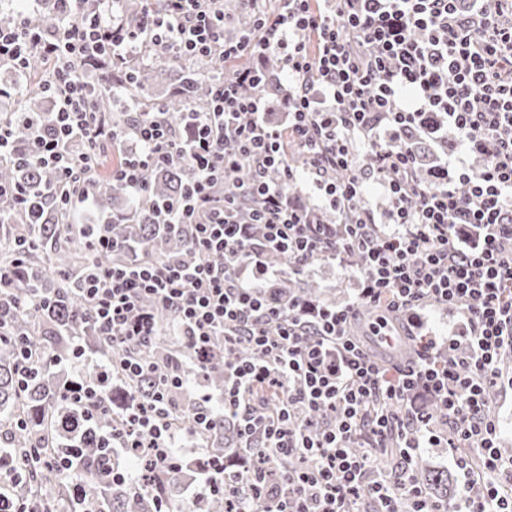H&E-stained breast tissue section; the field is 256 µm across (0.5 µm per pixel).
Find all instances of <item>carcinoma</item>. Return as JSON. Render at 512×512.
I'll list each match as a JSON object with an SVG mask.
<instances>
[{
    "mask_svg": "<svg viewBox=\"0 0 512 512\" xmlns=\"http://www.w3.org/2000/svg\"><path fill=\"white\" fill-rule=\"evenodd\" d=\"M65 22V15L58 6L46 0L45 7L29 16L34 28L51 31ZM157 59L167 64L174 74L173 91L159 96L157 71L152 65H138L131 74L112 73L107 63L98 60L92 65H78L79 73L93 72L107 86L124 89L141 110L161 105L170 115L183 112H204L208 109L210 78L200 74L189 61H174L159 55ZM22 183L35 193L51 181V175L32 166L9 164L0 167V181ZM145 183L149 201L162 207L176 201L187 184V172L180 164L163 165L148 170ZM96 202L109 234L124 244V250L115 254L92 252L87 248L91 235L79 234L72 225L60 222V211L52 209L47 221L41 224H0L5 240L12 242V249L0 251V261L18 260L23 265L21 280L5 287L3 295L11 299L24 298L37 289L49 305L27 315L13 318L11 333L28 336L42 356V368L28 379L27 389L18 385L19 347L14 341H0V429H6L4 444L13 458L23 456L28 465L21 470L19 481L14 484L11 500L29 505L31 490L44 491L51 497L70 503L67 487L55 471L44 465L43 459L62 453L67 448L83 451L86 470L93 477L96 500L102 512H155L152 499L135 498L119 489L98 469L99 438L102 432L116 424L121 406L143 400L152 390L155 377L150 376L130 384L118 379L108 389L107 410L86 422L81 409L64 394L63 381L50 376L53 359L63 357L72 348V331L87 327L85 301L79 293L78 277L94 270L98 263L129 261L133 256L168 258L181 256L187 250L188 228L181 229L155 224L144 209H133L127 214V198L121 187L102 184ZM276 297L294 296L306 299L316 293V285L303 282L289 274L281 277L272 288ZM144 357L158 362L163 371L172 372L175 359L161 335L146 347L136 348ZM204 384L212 389L224 388V364L216 360L207 366ZM245 437L238 433L235 422L218 416L210 436L204 440L214 456L235 455L242 452ZM413 471L427 495L436 501L450 500L455 493L453 474L436 470L426 461H413ZM180 470L161 472V492L164 506L176 505L171 493Z\"/></svg>",
    "mask_w": 512,
    "mask_h": 512,
    "instance_id": "cac0c4a2",
    "label": "carcinoma"
}]
</instances>
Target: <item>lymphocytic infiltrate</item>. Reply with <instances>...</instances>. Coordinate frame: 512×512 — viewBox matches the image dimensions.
I'll use <instances>...</instances> for the list:
<instances>
[{
	"label": "lymphocytic infiltrate",
	"mask_w": 512,
	"mask_h": 512,
	"mask_svg": "<svg viewBox=\"0 0 512 512\" xmlns=\"http://www.w3.org/2000/svg\"><path fill=\"white\" fill-rule=\"evenodd\" d=\"M121 2L63 0L67 19L52 32L21 12L0 24L1 66L24 76L36 55L51 70V124L19 108L0 118V161L15 159L21 124L33 131L27 162L54 174L36 198L0 183L18 214L50 201L80 223L107 143L117 152L138 144L110 173L136 200L147 197L148 169L178 162L189 176L182 200L155 212L157 223L189 225L186 257L104 264L84 281L91 333L123 357L115 364L76 345L65 384L73 402L98 413L115 374L132 382L154 374L132 351L158 334L153 305L171 312L169 331L183 348L178 373L157 376L147 399L123 409L120 428L102 434L104 460L129 449L151 468H177L179 435L204 437L221 413L261 443L242 469L205 465L199 495L223 497L227 512H361L366 503L400 512L403 501L411 512H512V456L497 446L488 397L512 389L499 368L512 349V0H277L271 12L238 0L248 22L236 40L224 35V0H139L133 20ZM154 50L231 66L211 86L209 111L137 110L120 123L97 111L76 62L106 57L122 72ZM271 57L288 75L282 124L267 120L264 95L245 92ZM442 120L483 164L442 163L425 180L405 137ZM357 140L367 150L362 165ZM242 168L249 183L225 191ZM305 177L339 224L314 223L300 206L291 187ZM369 180L389 200L384 218L363 203ZM269 249L287 254L296 274L318 259L360 255L355 299L319 308L267 297L283 275L265 261ZM432 306L459 318L442 342L425 319ZM364 309L375 316L359 335ZM391 330L410 340L411 356L388 367L361 338ZM219 350L221 398L201 394L179 409L175 395L199 383ZM86 368L94 382L82 378ZM257 390L278 393L275 413L258 412L249 399ZM418 393L438 402L439 419L410 409ZM391 439L400 452L390 476L377 456ZM442 444L478 454L457 459L467 484L448 505L431 500L409 469L420 449Z\"/></svg>",
	"instance_id": "1"
}]
</instances>
